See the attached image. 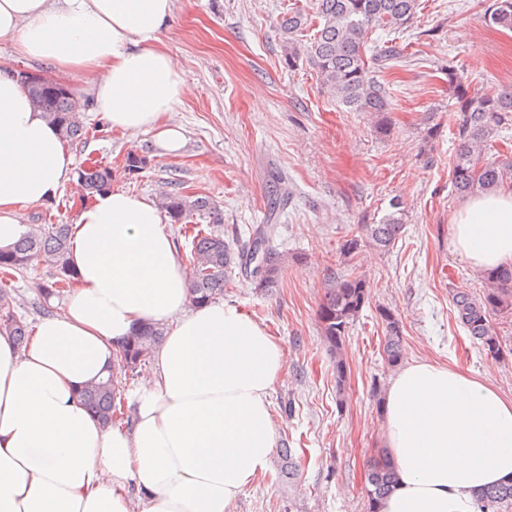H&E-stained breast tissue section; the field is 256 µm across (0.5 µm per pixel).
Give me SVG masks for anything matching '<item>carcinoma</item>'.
<instances>
[{
  "mask_svg": "<svg viewBox=\"0 0 512 512\" xmlns=\"http://www.w3.org/2000/svg\"><path fill=\"white\" fill-rule=\"evenodd\" d=\"M419 0H314L313 13L290 7L279 21L284 61L293 68L304 61L315 72L323 92L354 112L375 115V131L381 136L390 132L388 93L376 78L386 62L397 58L394 47L369 50L368 36L376 28L401 31L417 19ZM491 26L512 31V0H493L484 14ZM314 33L302 39L309 28ZM34 103L59 130L62 139L80 144L87 136L83 117L88 102L73 95L66 87L38 79L22 82ZM448 86L452 88L453 111L456 112L457 149L452 169L456 189L463 194L494 190L512 179V160L486 158L489 142L512 129V87L487 86L469 91L453 63H448ZM147 156L127 154L124 172L139 173L147 166ZM86 195L93 197L112 187V167L92 163L78 171ZM160 208L173 224L193 225L190 250L186 254L191 279V297L195 305L216 302L224 296L232 269L241 267L250 274L255 287L269 290L277 286L285 257L273 245L278 225L273 223L281 200L269 207L267 223L252 232L248 250L236 249L224 237V211L207 196H186L173 189L162 192ZM395 212L377 224L360 225L359 234L346 240L341 254L349 269L329 274L325 293L317 311L320 334L326 351L335 359L336 387L341 391L346 381L343 351L346 336L368 300L363 276L352 267V260L363 246L378 251L394 247L404 234L403 212ZM70 225L49 224L32 228L20 235L8 249L0 250V273L12 276L38 265L52 270L50 279L40 284L46 296L71 284L68 265ZM483 291L475 294L466 288L452 289V303L457 320L469 337L486 354L497 359L503 350L492 318L512 317V263L483 275ZM15 297L5 282L0 283V333L14 339L18 347L28 343L30 332L14 312ZM385 322L384 353L387 363L395 367L403 360L401 327L392 310H379ZM164 330L146 322L128 337L119 350L115 366L106 379L92 382L82 390L88 409L109 423L120 414L119 402L127 376L146 363ZM280 477L294 480L298 476L291 449H280ZM395 466L389 452L381 451L368 465L366 496L369 512H376L378 502L391 490ZM481 512H512V482L493 486L480 495Z\"/></svg>",
  "mask_w": 512,
  "mask_h": 512,
  "instance_id": "obj_1",
  "label": "carcinoma"
}]
</instances>
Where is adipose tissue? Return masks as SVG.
Segmentation results:
<instances>
[{
	"label": "adipose tissue",
	"mask_w": 512,
	"mask_h": 512,
	"mask_svg": "<svg viewBox=\"0 0 512 512\" xmlns=\"http://www.w3.org/2000/svg\"><path fill=\"white\" fill-rule=\"evenodd\" d=\"M172 2L0 0V41L85 86L111 128L152 133L175 156L185 136L165 115L188 88L160 47ZM73 163L0 66V248L24 230L21 206L54 198ZM451 245L476 270L512 262V192L469 199ZM69 264L63 310L36 322L27 347L0 334V512H232L269 469L282 346L234 305L191 306L153 200L96 196L75 217ZM147 321L165 336L132 394L133 423H102L81 390ZM383 415L396 481L378 512H479L482 490L512 482V400L467 372L404 364Z\"/></svg>",
	"instance_id": "obj_1"
}]
</instances>
